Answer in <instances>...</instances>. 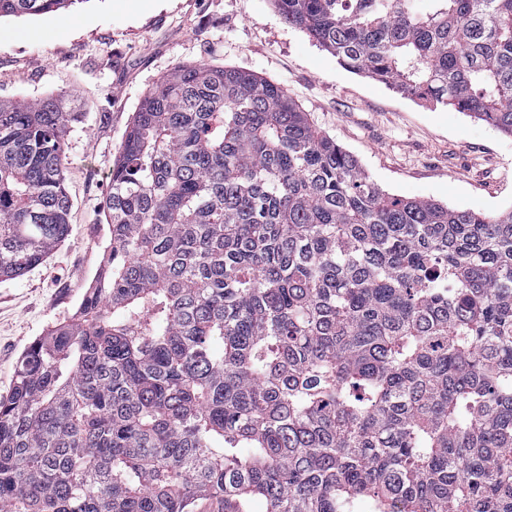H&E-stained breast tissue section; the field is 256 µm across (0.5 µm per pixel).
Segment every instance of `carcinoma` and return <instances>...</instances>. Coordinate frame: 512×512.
Here are the masks:
<instances>
[{"label":"carcinoma","mask_w":512,"mask_h":512,"mask_svg":"<svg viewBox=\"0 0 512 512\" xmlns=\"http://www.w3.org/2000/svg\"><path fill=\"white\" fill-rule=\"evenodd\" d=\"M273 6L512 136V0ZM79 116L0 100V277L70 232ZM110 184L107 268L0 399V512H512V209L391 195L280 85L205 63L145 95Z\"/></svg>","instance_id":"obj_1"}]
</instances>
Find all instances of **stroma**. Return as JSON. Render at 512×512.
<instances>
[{
  "mask_svg": "<svg viewBox=\"0 0 512 512\" xmlns=\"http://www.w3.org/2000/svg\"><path fill=\"white\" fill-rule=\"evenodd\" d=\"M200 61L280 85L387 193L485 214L512 209L511 136L344 70L269 0H84L0 19V99L64 94L85 112L63 155L70 234L25 275L0 278V396L25 348L73 316L105 263L102 203L133 113L174 67Z\"/></svg>",
  "mask_w": 512,
  "mask_h": 512,
  "instance_id": "stroma-1",
  "label": "stroma"
}]
</instances>
